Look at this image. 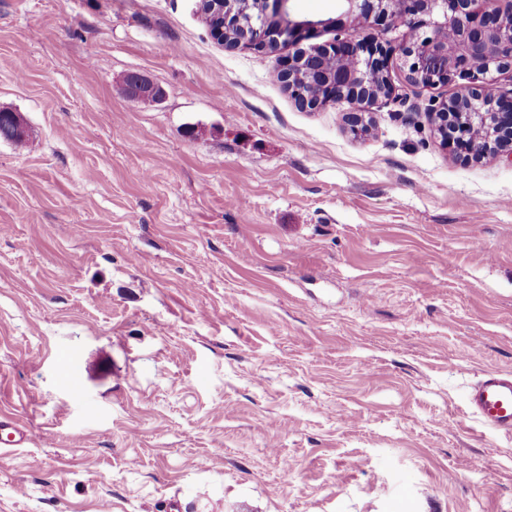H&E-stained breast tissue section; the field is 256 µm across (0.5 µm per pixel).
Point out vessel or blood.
<instances>
[{"label":"vessel or blood","mask_w":512,"mask_h":512,"mask_svg":"<svg viewBox=\"0 0 512 512\" xmlns=\"http://www.w3.org/2000/svg\"><path fill=\"white\" fill-rule=\"evenodd\" d=\"M466 404L486 429L512 435V374L490 371L469 389ZM33 440L25 425L11 417L0 416V443L22 448Z\"/></svg>","instance_id":"obj_1"}]
</instances>
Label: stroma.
<instances>
[{"label":"stroma","mask_w":512,"mask_h":512,"mask_svg":"<svg viewBox=\"0 0 512 512\" xmlns=\"http://www.w3.org/2000/svg\"><path fill=\"white\" fill-rule=\"evenodd\" d=\"M275 56L199 0H0V512H512L466 406L512 372V161L433 136L464 79L391 58L356 139ZM33 434L12 417L0 416V442L10 448H23L33 441Z\"/></svg>","instance_id":"stroma-1"}]
</instances>
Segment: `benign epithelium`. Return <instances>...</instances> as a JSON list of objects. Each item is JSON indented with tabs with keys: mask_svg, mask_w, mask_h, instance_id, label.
Instances as JSON below:
<instances>
[{
	"mask_svg": "<svg viewBox=\"0 0 512 512\" xmlns=\"http://www.w3.org/2000/svg\"><path fill=\"white\" fill-rule=\"evenodd\" d=\"M344 13L326 21L293 20L288 0H259V19L247 18L250 0H200L207 16L218 17L215 34L227 46L246 44L269 53L281 44L308 43L286 59H276V77L302 108L346 99L361 105L345 113L357 137L367 134L371 107L390 96L388 58L399 52L407 79L435 86L455 77L470 85L427 112L441 141L464 160L493 154L512 160V94L494 95V75L512 73V0L505 12L489 11L487 0H341ZM372 23L379 35L362 38L355 31ZM339 30L330 43L312 42L318 26ZM404 26L410 36L394 46L388 32ZM135 99L158 100L160 88L146 78H133L127 90Z\"/></svg>",
	"mask_w": 512,
	"mask_h": 512,
	"instance_id": "7a95c632",
	"label": "benign epithelium"
}]
</instances>
